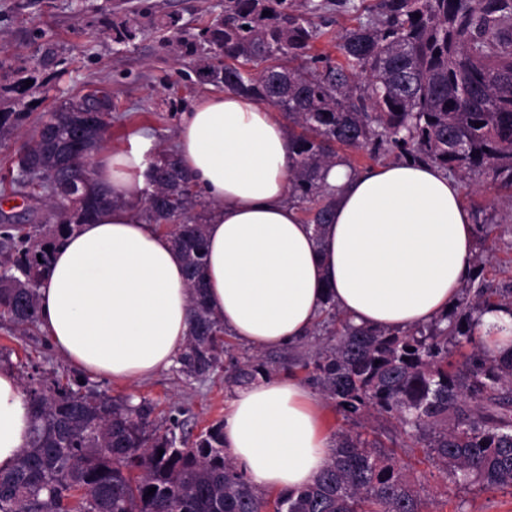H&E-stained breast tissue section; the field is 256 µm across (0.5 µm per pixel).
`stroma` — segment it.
<instances>
[{
	"label": "stroma",
	"instance_id": "1",
	"mask_svg": "<svg viewBox=\"0 0 512 512\" xmlns=\"http://www.w3.org/2000/svg\"><path fill=\"white\" fill-rule=\"evenodd\" d=\"M223 12L224 0H0L6 46L0 54V110L36 116L67 97L103 88L121 115L114 143H122L132 127L145 126L161 145H170L183 114L214 87L198 80L190 56L173 50L161 21L176 15L179 27L194 35ZM117 25L130 27L133 39L115 42ZM48 47L55 53L49 62L43 59ZM487 246L490 280L512 281V223L496 228ZM1 355L17 374L48 384L76 375L39 330L22 335L0 322ZM95 385L112 397L131 394L152 401L156 424L184 410L200 429L223 419L233 396L220 371L190 384L168 370L133 387L100 379ZM398 455L409 464L411 478L427 488L429 512H512V493L446 482L424 448L402 447Z\"/></svg>",
	"mask_w": 512,
	"mask_h": 512
}]
</instances>
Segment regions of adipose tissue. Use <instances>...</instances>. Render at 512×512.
Listing matches in <instances>:
<instances>
[{"mask_svg":"<svg viewBox=\"0 0 512 512\" xmlns=\"http://www.w3.org/2000/svg\"><path fill=\"white\" fill-rule=\"evenodd\" d=\"M160 149L145 127L96 152L114 204L56 246L38 289L40 329L81 375L127 385L175 366L189 334V294L170 235L135 206ZM173 149L210 203L206 299L225 332L254 350L305 341L327 298L357 326L399 329L445 314L468 275L478 227L459 182L438 167L394 161L323 170L333 221L315 235L289 203L286 123L230 90L199 98ZM480 334L512 356V312L491 309ZM32 412L16 373L0 367V470L30 441ZM320 397L284 374L237 389L224 455L262 491L314 482L332 456Z\"/></svg>","mask_w":512,"mask_h":512,"instance_id":"ef3b65f1","label":"adipose tissue"}]
</instances>
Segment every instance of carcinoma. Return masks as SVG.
Instances as JSON below:
<instances>
[{"label": "carcinoma", "mask_w": 512, "mask_h": 512, "mask_svg": "<svg viewBox=\"0 0 512 512\" xmlns=\"http://www.w3.org/2000/svg\"><path fill=\"white\" fill-rule=\"evenodd\" d=\"M336 6L357 15L338 44L343 62L311 55L321 35L312 16ZM269 15H263V12ZM174 50L193 57L201 81L273 106L292 141L291 197L318 236L331 221L322 171L336 147L369 157L413 159L470 185L487 175L512 222V0H224V17L186 35L171 17ZM112 104L98 91L44 113L16 151L24 182L11 174L3 197L39 200L43 224L0 223V319L25 333L38 327V287L51 249L73 226L112 206L95 178L84 184L77 145L99 150L117 117L90 127L80 113ZM28 112H0V145ZM151 189L138 206L180 252L192 304L188 343L176 372L211 377L229 358L224 383L247 386L281 369L305 380L352 428L336 433L333 457L313 484L266 496L224 458V422L197 434L180 411L164 429L155 406L113 398L80 378L47 387L23 384L33 431L14 467L0 471V512H421L424 486L394 449L358 428L371 418L395 423V437L426 449L444 477L484 490L512 491V357L477 338L481 314L512 308V286L487 279L486 241L494 221L476 211L480 235L470 274L439 319L400 331L352 325L327 299L312 336L313 354L285 361L255 351L235 358L206 301L207 209L177 155L156 157ZM155 492L148 494V489Z\"/></svg>", "instance_id": "1"}]
</instances>
